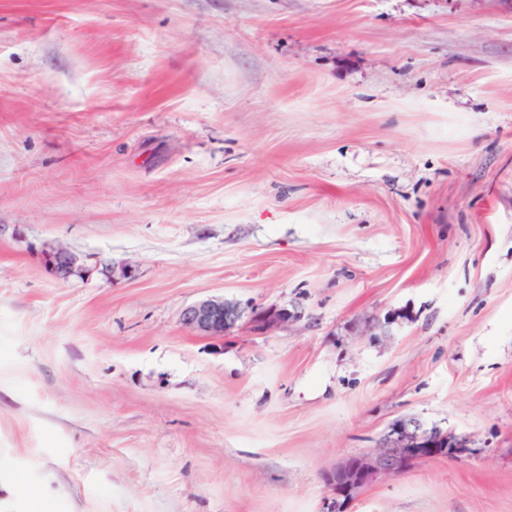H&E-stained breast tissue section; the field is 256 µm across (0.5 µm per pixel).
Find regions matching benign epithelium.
<instances>
[{"mask_svg":"<svg viewBox=\"0 0 512 512\" xmlns=\"http://www.w3.org/2000/svg\"><path fill=\"white\" fill-rule=\"evenodd\" d=\"M41 257L46 272L56 280L67 281L73 277L85 280L91 275V270L80 262L79 257L65 248L45 244ZM241 317L242 310L238 303L211 297L185 308L182 323L201 336L222 337L236 326ZM291 318L293 315L287 309L271 308L254 313L252 326L257 332L265 333ZM444 446H448L445 438L424 432L397 437L385 448L356 460L343 461L328 478H343L345 489L353 495L381 474L400 473L418 459L442 455L441 448Z\"/></svg>","mask_w":512,"mask_h":512,"instance_id":"benign-epithelium-1","label":"benign epithelium"}]
</instances>
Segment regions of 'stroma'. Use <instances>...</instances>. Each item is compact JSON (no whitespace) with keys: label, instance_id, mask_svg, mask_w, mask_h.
<instances>
[{"label":"stroma","instance_id":"obj_1","mask_svg":"<svg viewBox=\"0 0 512 512\" xmlns=\"http://www.w3.org/2000/svg\"><path fill=\"white\" fill-rule=\"evenodd\" d=\"M401 419L345 512H512V0H0V512H325ZM41 257L46 272L56 280L68 281L73 277L85 280L91 275V270L80 262L79 257L65 248L45 244ZM242 317L240 305L224 297L202 299L185 308L182 323L201 336L224 337ZM294 317V315L288 313V309L271 308L254 313L251 322L254 330L265 333L274 327L288 323V320ZM442 446H452L444 437H434L428 433L415 432L408 437H397L391 445L375 452L359 456L357 460L346 459L328 475L342 477L345 489L351 498L360 489L371 483L378 475L395 474L407 470L414 461L441 456ZM454 448H447L445 456L454 455Z\"/></svg>","mask_w":512,"mask_h":512}]
</instances>
